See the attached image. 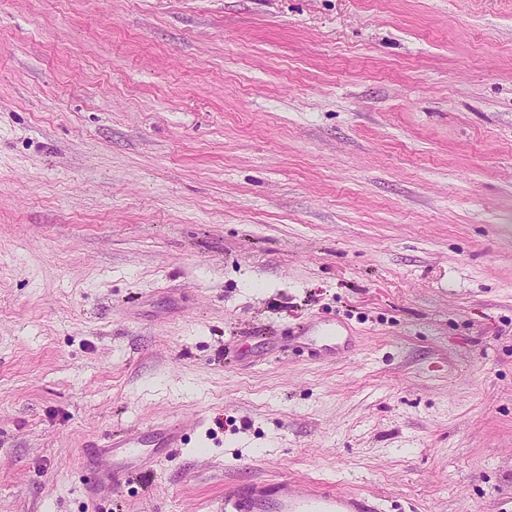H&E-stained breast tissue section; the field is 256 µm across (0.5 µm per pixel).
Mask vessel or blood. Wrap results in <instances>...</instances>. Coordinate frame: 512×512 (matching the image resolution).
I'll return each instance as SVG.
<instances>
[{
  "mask_svg": "<svg viewBox=\"0 0 512 512\" xmlns=\"http://www.w3.org/2000/svg\"><path fill=\"white\" fill-rule=\"evenodd\" d=\"M184 444L179 424L160 423L148 432L131 429L91 443L96 477L86 484L89 499L105 500L133 477L152 472L155 464L172 460ZM220 512H381L376 498L318 485L296 494L287 483L235 484L224 492Z\"/></svg>",
  "mask_w": 512,
  "mask_h": 512,
  "instance_id": "vessel-or-blood-1",
  "label": "vessel or blood"
}]
</instances>
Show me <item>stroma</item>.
Returning a JSON list of instances; mask_svg holds the SVG:
<instances>
[{"mask_svg": "<svg viewBox=\"0 0 512 512\" xmlns=\"http://www.w3.org/2000/svg\"><path fill=\"white\" fill-rule=\"evenodd\" d=\"M284 478L512 512V0H0V512ZM183 445L181 427L174 422L153 425L147 433L131 429L91 443L96 477L86 484L85 495L98 501L112 497L134 476L153 472L160 460L171 461Z\"/></svg>", "mask_w": 512, "mask_h": 512, "instance_id": "35a3bbf8", "label": "stroma"}]
</instances>
